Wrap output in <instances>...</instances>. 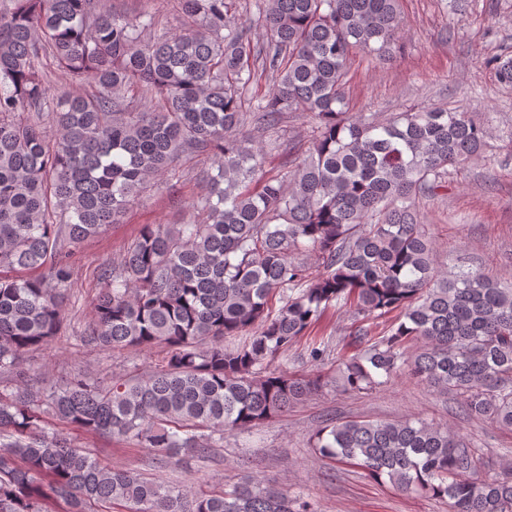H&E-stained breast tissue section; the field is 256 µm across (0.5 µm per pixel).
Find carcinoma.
<instances>
[{"mask_svg": "<svg viewBox=\"0 0 512 512\" xmlns=\"http://www.w3.org/2000/svg\"><path fill=\"white\" fill-rule=\"evenodd\" d=\"M183 27L111 0H0V512H41L51 491L68 512H317L252 478L220 495L102 466L51 426L132 439L160 467L182 449L205 459L224 432H251L326 388L322 370L268 363L328 308L352 314L348 340H312L304 355L349 392L399 374L459 396L465 415L512 428V281L440 264L418 204L449 169L480 156L473 113L427 107L378 121L350 113L346 61L391 54L399 0H255L262 38L233 0H178ZM71 86L52 89L43 61ZM512 86V58L486 61ZM269 72L272 87L260 90ZM315 122L312 148L266 169L246 125ZM53 126L54 136L47 134ZM203 157L216 173L190 219L144 224L120 261L99 269L84 343L168 347L134 380L76 375L38 386L25 355L68 321L74 258L163 177ZM313 252L317 265L298 259ZM395 314L374 335L365 322ZM249 335L241 345L224 339ZM353 348L350 354L347 349ZM401 491L448 500V512H512L511 475L490 476L474 442L423 419L331 420L309 440Z\"/></svg>", "mask_w": 512, "mask_h": 512, "instance_id": "obj_1", "label": "carcinoma"}]
</instances>
